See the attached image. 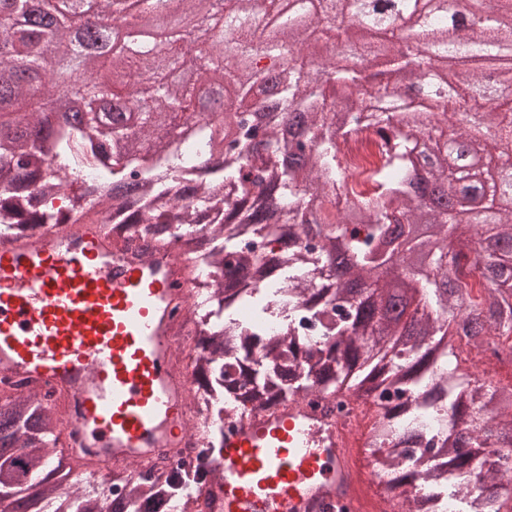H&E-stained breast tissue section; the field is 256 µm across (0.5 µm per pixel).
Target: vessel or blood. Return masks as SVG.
Instances as JSON below:
<instances>
[{
	"label": "vessel or blood",
	"mask_w": 512,
	"mask_h": 512,
	"mask_svg": "<svg viewBox=\"0 0 512 512\" xmlns=\"http://www.w3.org/2000/svg\"><path fill=\"white\" fill-rule=\"evenodd\" d=\"M173 253L115 251L100 224L0 238V376L23 377L68 407L103 467L147 469L199 421L191 375L175 368L172 310L188 299ZM202 495L220 512H369L358 449L298 404L241 420L211 451Z\"/></svg>",
	"instance_id": "obj_1"
}]
</instances>
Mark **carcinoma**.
<instances>
[{"label":"carcinoma","mask_w":512,"mask_h":512,"mask_svg":"<svg viewBox=\"0 0 512 512\" xmlns=\"http://www.w3.org/2000/svg\"><path fill=\"white\" fill-rule=\"evenodd\" d=\"M117 51H74L77 23L67 0H0V113L44 124L56 97L70 92L85 120L47 134L0 139V235L23 237L46 224L103 223L112 241L152 252L178 245L188 282L202 303L185 308L199 416L212 410L263 413L310 394L346 395L381 406L369 435L377 468L393 479L404 512H512L500 499L501 451H512V384L458 375L460 346L512 333V205L509 185L469 166L457 151L468 114L484 129L478 152L504 168L512 158V107L488 104L512 89V0L494 29L450 27L420 0H404L421 49L393 48L395 20L365 0H339L337 20L324 0H299L306 23L282 22L274 80L250 58L267 41L264 19L278 0H183L201 27L216 18L229 44L197 52L210 86L234 97L224 108L194 88L131 80L152 68L160 0H139ZM96 41L125 15L129 0H91ZM327 29L351 63L333 66L324 86L310 83L303 54ZM47 43L63 61L53 71ZM425 82L422 96L402 80ZM277 100L261 128L241 105ZM161 112L182 116L172 132ZM112 143V154L104 143ZM160 143L161 150L147 147ZM427 162L431 177L471 196L467 217L425 203L412 182ZM72 196L64 209L48 200ZM344 206L336 209V196ZM424 224L414 236L404 227ZM428 262L414 264L413 254ZM478 272L479 291L469 290ZM406 277L422 308L390 315L391 285ZM319 330L295 331L297 315ZM0 428V501L31 512H191L202 474L157 465L143 474L112 472L94 483L51 466L58 413L36 393L7 400ZM52 481L49 497L37 487ZM123 484L113 499L109 483Z\"/></svg>","instance_id":"1"}]
</instances>
